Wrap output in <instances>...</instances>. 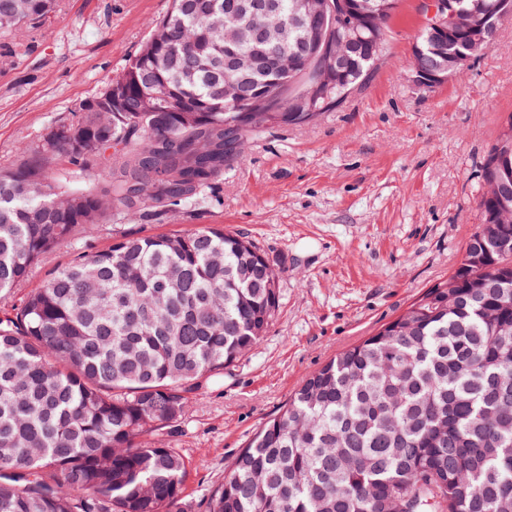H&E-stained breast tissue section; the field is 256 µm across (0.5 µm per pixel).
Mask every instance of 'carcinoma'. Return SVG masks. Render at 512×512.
<instances>
[{"instance_id": "carcinoma-1", "label": "carcinoma", "mask_w": 512, "mask_h": 512, "mask_svg": "<svg viewBox=\"0 0 512 512\" xmlns=\"http://www.w3.org/2000/svg\"><path fill=\"white\" fill-rule=\"evenodd\" d=\"M247 0H171L140 51L73 118L0 169V292L30 289L0 322V512H184L186 460L151 436L177 426L187 393L253 347L279 304V273L247 237L209 224L121 233L30 283L60 244L118 209L160 219L196 201L268 124H307L369 83L388 46L348 52L338 86L299 111L317 62L298 0L237 75L212 26L247 31ZM55 0H0V32L37 25ZM423 27L412 65L438 57ZM239 77L272 95L251 112L216 89ZM166 83V110L143 95ZM127 92L112 110L111 90ZM199 110L193 123L185 111ZM57 178L49 180L48 170ZM512 176V117L481 166ZM481 222L448 280L306 376L238 454L209 512H512V199L481 195Z\"/></svg>"}]
</instances>
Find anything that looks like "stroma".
<instances>
[{
    "instance_id": "1",
    "label": "stroma",
    "mask_w": 512,
    "mask_h": 512,
    "mask_svg": "<svg viewBox=\"0 0 512 512\" xmlns=\"http://www.w3.org/2000/svg\"><path fill=\"white\" fill-rule=\"evenodd\" d=\"M422 4L399 0L364 93L308 124L249 133L197 202L158 221L116 212L32 272L41 280L120 230L206 224L244 234L278 270L279 306L261 342L202 380L181 423L158 434L188 463L186 512H208L239 452L303 378L446 280L480 222L482 160L512 114V17L460 76L423 89L408 79ZM169 7L56 0L39 27L0 33V167L101 93Z\"/></svg>"
}]
</instances>
